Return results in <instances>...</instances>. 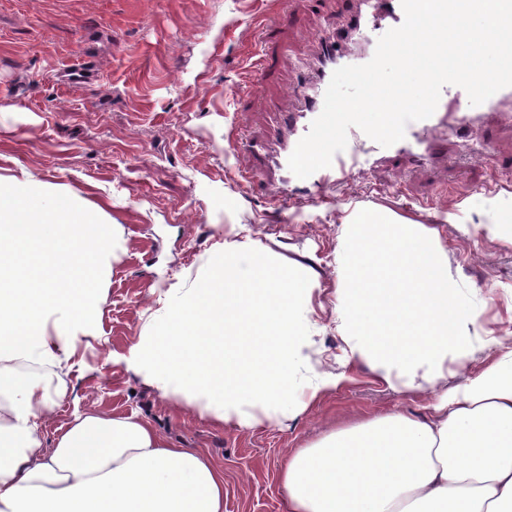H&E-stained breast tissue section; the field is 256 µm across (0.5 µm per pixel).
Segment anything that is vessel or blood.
Segmentation results:
<instances>
[{"mask_svg": "<svg viewBox=\"0 0 512 512\" xmlns=\"http://www.w3.org/2000/svg\"><path fill=\"white\" fill-rule=\"evenodd\" d=\"M404 20L400 0H360L357 13L342 27H336L318 36L320 50L312 59L313 79L300 86L302 105L287 117V136L280 139L273 157L280 170H287L288 159L298 142L310 129L323 109L324 95L333 72L345 65L368 62L378 38ZM512 100V87L504 88L478 106L470 105L466 92L457 86H445L434 114L425 120L409 123L405 137L390 147H382L358 128H350L347 147L337 153L331 167L319 170L306 179L303 187L319 195H327L336 183L348 180L355 168L373 165L388 154L421 157L441 133L458 130L489 113L501 121L512 123V113L501 111L503 102Z\"/></svg>", "mask_w": 512, "mask_h": 512, "instance_id": "1", "label": "vessel or blood"}]
</instances>
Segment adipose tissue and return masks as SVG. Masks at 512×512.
Wrapping results in <instances>:
<instances>
[{
  "label": "adipose tissue",
  "instance_id": "obj_1",
  "mask_svg": "<svg viewBox=\"0 0 512 512\" xmlns=\"http://www.w3.org/2000/svg\"><path fill=\"white\" fill-rule=\"evenodd\" d=\"M39 208L44 224L0 235V268L34 243L80 267L59 285L47 277L0 291V374L19 360L44 370L0 398V512H224L223 471L136 416L84 412L44 447L40 430L67 396L60 372L75 329L106 302L118 228L68 221L44 200ZM251 247L252 275L239 272L241 244H225L182 299L149 318L131 359L147 361L143 379L162 398L221 424L279 427L336 381L312 370L307 281ZM339 263L352 354L433 395L424 417L394 411L288 451V512H512V350L442 388L449 348L462 363L492 342L471 336L476 314L456 300L437 241L411 224H357Z\"/></svg>",
  "mask_w": 512,
  "mask_h": 512
}]
</instances>
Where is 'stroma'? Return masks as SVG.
<instances>
[{
    "mask_svg": "<svg viewBox=\"0 0 512 512\" xmlns=\"http://www.w3.org/2000/svg\"><path fill=\"white\" fill-rule=\"evenodd\" d=\"M354 0H0V182L76 201L118 224L107 301L65 376L66 400L41 430L52 447L76 415H136L224 473V512H288L287 450L402 411L424 392L388 383L339 329L346 227L367 217L415 224L446 251L448 280L478 310L475 331L512 349V124L485 116L431 158L389 157L337 183L333 202L302 192L283 210L281 176L249 140L299 107L300 63ZM93 62L87 84L67 72ZM488 148V160H471ZM498 232H488V225ZM259 240L304 295L315 358L335 376L287 427L238 428L161 398L129 364L151 313L182 296L224 242Z\"/></svg>",
    "mask_w": 512,
    "mask_h": 512,
    "instance_id": "35a3bbf8",
    "label": "stroma"
}]
</instances>
